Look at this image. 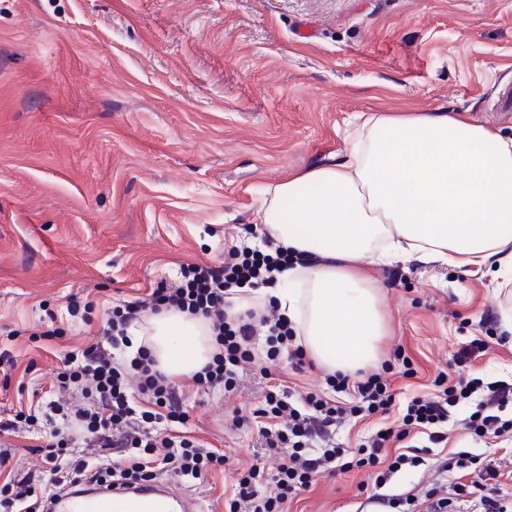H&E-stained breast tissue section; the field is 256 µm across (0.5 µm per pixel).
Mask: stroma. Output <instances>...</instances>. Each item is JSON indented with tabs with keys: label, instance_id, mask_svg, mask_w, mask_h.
<instances>
[{
	"label": "stroma",
	"instance_id": "35a3bbf8",
	"mask_svg": "<svg viewBox=\"0 0 512 512\" xmlns=\"http://www.w3.org/2000/svg\"><path fill=\"white\" fill-rule=\"evenodd\" d=\"M312 34L297 39L299 30ZM466 112L512 136V0H0V418L57 397L64 354L101 341L114 302L174 284L188 265L223 259L258 223L262 190L333 164L358 115ZM397 402L481 379L512 384V340L486 338L512 285L476 266L398 263L377 276ZM413 373L404 376V365ZM326 367L287 359L245 366L236 389L177 380L188 426L223 450L183 490L225 512L236 469L265 457L256 432L230 428L268 383L325 389ZM460 401L427 465L386 492L434 483L461 450L512 460V441L478 438ZM365 470L321 475L291 512H382Z\"/></svg>",
	"mask_w": 512,
	"mask_h": 512
}]
</instances>
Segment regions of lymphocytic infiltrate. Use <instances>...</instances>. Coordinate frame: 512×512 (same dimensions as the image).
Returning <instances> with one entry per match:
<instances>
[{
    "label": "lymphocytic infiltrate",
    "instance_id": "lymphocytic-infiltrate-1",
    "mask_svg": "<svg viewBox=\"0 0 512 512\" xmlns=\"http://www.w3.org/2000/svg\"><path fill=\"white\" fill-rule=\"evenodd\" d=\"M274 240L263 248L231 247L219 261L196 263L181 272L172 288H155L146 298L124 301L112 309L103 329L104 344L65 354L57 374L61 391L73 402L55 400L0 420V436L39 430L48 415L59 416L62 427L52 429L39 452L44 467L39 474L9 475L0 482V512H45L49 499L68 486L88 481L97 485H128L154 480L167 471L187 480L201 479L226 457L185 429L188 414L175 384L156 367L147 347H139L129 364L116 362L111 349L127 340L128 329L145 312L175 310L207 319L216 351L194 375L196 384L213 391H233L238 371L255 363L258 354L267 359L287 355L297 371L313 367L303 345L297 342L292 321L275 305L264 310L232 312L228 298L234 288L271 287L282 268L301 263ZM264 348H257V338ZM328 388L350 389L346 402L326 391L292 395L280 386H269L260 406L250 414H234V427L256 426L262 445L275 459L274 474L255 463L237 472L234 496L228 512H288L291 502L316 482L322 473L372 470L375 491L371 501L386 504L383 489L403 466L424 464L430 446L443 442L451 410L459 401L475 399V409L464 426L480 438H512V419L499 412L512 404V384L502 381L480 386L444 388L435 397H414L403 408L400 425L385 427L365 438L357 449L342 447L336 430L361 412L389 414L394 394L382 374L363 380L336 372L326 377ZM425 434L428 443L414 454L387 456V448L403 442L412 432ZM86 447L83 455L72 446ZM440 472L454 474L450 483H434L412 500L414 512H503L500 503L501 469L481 463L477 454L462 450L442 462Z\"/></svg>",
    "mask_w": 512,
    "mask_h": 512
}]
</instances>
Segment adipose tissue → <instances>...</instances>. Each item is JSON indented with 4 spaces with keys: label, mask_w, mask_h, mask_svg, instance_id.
Returning a JSON list of instances; mask_svg holds the SVG:
<instances>
[{
    "label": "adipose tissue",
    "mask_w": 512,
    "mask_h": 512,
    "mask_svg": "<svg viewBox=\"0 0 512 512\" xmlns=\"http://www.w3.org/2000/svg\"><path fill=\"white\" fill-rule=\"evenodd\" d=\"M259 222L313 262L283 271L280 287L253 300L275 301L318 363L356 372L385 332L380 268L475 265L512 282V137L464 112L364 117L340 162L264 188ZM143 343L176 378L213 352L208 322L176 311L135 330L132 347Z\"/></svg>",
    "instance_id": "adipose-tissue-1"
}]
</instances>
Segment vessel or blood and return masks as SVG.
<instances>
[{
    "label": "vessel or blood",
    "instance_id": "b4317fda",
    "mask_svg": "<svg viewBox=\"0 0 512 512\" xmlns=\"http://www.w3.org/2000/svg\"><path fill=\"white\" fill-rule=\"evenodd\" d=\"M180 501L181 512H197L190 500L167 484L105 487L77 484L58 492L49 512H167L166 503Z\"/></svg>",
    "mask_w": 512,
    "mask_h": 512
}]
</instances>
